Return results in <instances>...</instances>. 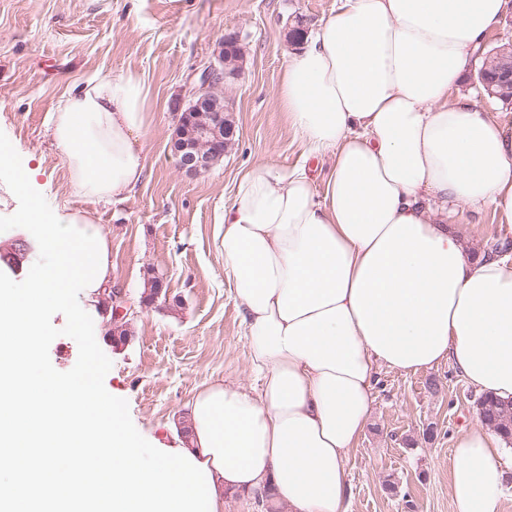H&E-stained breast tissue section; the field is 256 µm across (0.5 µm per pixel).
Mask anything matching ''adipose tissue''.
Segmentation results:
<instances>
[{
  "instance_id": "obj_1",
  "label": "adipose tissue",
  "mask_w": 512,
  "mask_h": 512,
  "mask_svg": "<svg viewBox=\"0 0 512 512\" xmlns=\"http://www.w3.org/2000/svg\"><path fill=\"white\" fill-rule=\"evenodd\" d=\"M507 0H336L288 61L276 98L308 154L332 160L324 192L301 167L257 164L224 210V278L242 311L259 386L200 391L191 451L143 466L120 407L90 420L75 378L36 383L37 325L80 289L76 324L112 280L106 234L86 213L22 216L51 251L22 298L0 292V463L39 449L38 480L62 488L52 512H224V494L275 512H348L346 462L374 400V372L451 363L512 402V259L470 256L449 211L492 205L512 222V129L449 101L468 53ZM152 123L132 71L99 76L49 115L71 187L120 202L140 182L136 140ZM29 405L25 414L11 404ZM512 455L495 432L461 430L457 512H501Z\"/></svg>"
}]
</instances>
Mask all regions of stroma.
Wrapping results in <instances>:
<instances>
[{
    "label": "stroma",
    "instance_id": "1",
    "mask_svg": "<svg viewBox=\"0 0 512 512\" xmlns=\"http://www.w3.org/2000/svg\"><path fill=\"white\" fill-rule=\"evenodd\" d=\"M336 0H0V143L37 167L46 211L88 213L106 233L112 284L135 313L129 337L113 345L103 320L79 329L71 288L41 319L39 373L63 381L84 367L97 390L118 403L142 459L185 447L188 406L223 381L252 385L240 307L224 279L221 223L239 177L253 165L308 169L324 189L330 163L309 158L275 100L295 29L311 31ZM239 33L240 76L226 89L236 126L234 145L209 171L182 172L172 144L187 80L213 60L224 34ZM481 59L472 56L455 91L512 128V105L483 94ZM127 70L150 88L154 118L140 137L145 172L131 197L108 203L77 194L47 125L63 93L86 80ZM13 169L0 167V236L28 240L30 261L0 271V285L20 294L47 261L39 228L21 216ZM468 250L512 249V223L493 208H460ZM163 275L166 300L141 304L148 269ZM364 434L351 450L349 512H456L450 495L452 448L462 428L480 424V393L449 363L416 373L378 370Z\"/></svg>",
    "mask_w": 512,
    "mask_h": 512
}]
</instances>
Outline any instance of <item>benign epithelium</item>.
<instances>
[{
	"instance_id": "1",
	"label": "benign epithelium",
	"mask_w": 512,
	"mask_h": 512,
	"mask_svg": "<svg viewBox=\"0 0 512 512\" xmlns=\"http://www.w3.org/2000/svg\"><path fill=\"white\" fill-rule=\"evenodd\" d=\"M219 64L210 63L204 67L198 80L187 91V106L180 117V123L173 142V151L178 157L180 168L188 174H200L214 164V151L218 141L224 139L231 144L235 137V125L225 123L227 107L219 106L213 99L215 87L227 83L238 75L226 67L225 55L240 48V38L235 33L224 36L220 42ZM478 80L488 92L494 86L512 91V64L509 62L499 69L497 75L486 78L479 73ZM113 308L116 318L121 319L133 311V305L125 292L114 290Z\"/></svg>"
}]
</instances>
